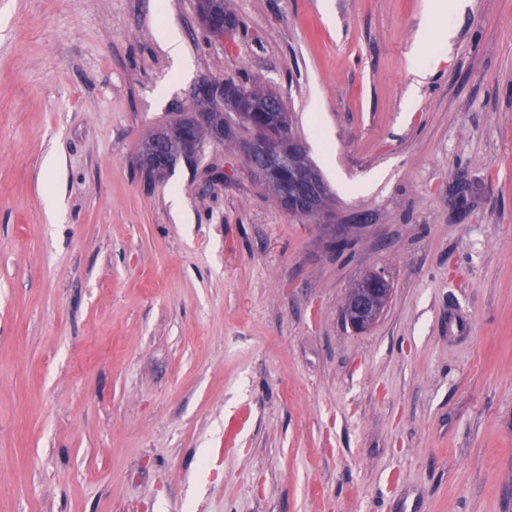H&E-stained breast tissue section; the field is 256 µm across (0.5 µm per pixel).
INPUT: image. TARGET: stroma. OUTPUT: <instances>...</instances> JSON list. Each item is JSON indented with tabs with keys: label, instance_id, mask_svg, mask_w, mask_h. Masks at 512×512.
Here are the masks:
<instances>
[{
	"label": "stroma",
	"instance_id": "1",
	"mask_svg": "<svg viewBox=\"0 0 512 512\" xmlns=\"http://www.w3.org/2000/svg\"><path fill=\"white\" fill-rule=\"evenodd\" d=\"M226 3L229 46L196 0H0V512H512V0L436 17L421 79L425 0ZM205 77L282 98L328 218L226 141L145 180ZM205 5L211 6L215 11L223 12L224 14L233 15L225 5L224 0H205ZM197 18L199 24L206 31L208 36L213 41L224 43H230L233 40L237 24L235 16L224 17L223 13H215L208 10L204 5V0H198L197 2ZM202 6V7H201ZM391 297V284L384 273L370 271L349 289L343 304L344 318L354 330L365 331L380 319ZM252 418L253 411L247 403H241L230 413L224 414V447H232L241 439Z\"/></svg>",
	"mask_w": 512,
	"mask_h": 512
}]
</instances>
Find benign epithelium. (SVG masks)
<instances>
[{"label": "benign epithelium", "instance_id": "benign-epithelium-1", "mask_svg": "<svg viewBox=\"0 0 512 512\" xmlns=\"http://www.w3.org/2000/svg\"><path fill=\"white\" fill-rule=\"evenodd\" d=\"M197 0V18L208 36L218 42H231L237 24L235 18L215 13ZM237 93L236 86L222 79L203 78L195 86L192 98L209 107L186 112L180 119L178 132L184 153L195 156L206 139L221 140L224 130L245 123L253 135L240 143L250 170L263 171L269 164L282 162V139L268 132V117L263 111L226 112L224 107ZM168 149L167 136L157 133L152 141L153 166L162 165ZM288 194L280 199V208L291 216L315 218L322 214L320 201L324 185L317 173L297 164L288 165ZM392 297L389 280L381 271H371L349 289L343 313L346 322L356 331L371 328L383 315Z\"/></svg>", "mask_w": 512, "mask_h": 512}]
</instances>
